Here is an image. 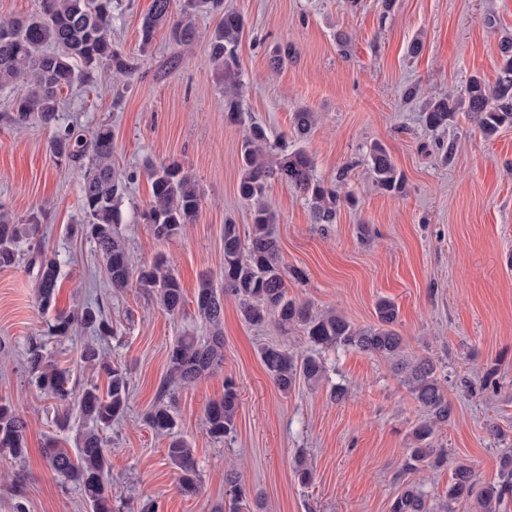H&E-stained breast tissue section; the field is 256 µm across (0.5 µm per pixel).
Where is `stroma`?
Returning a JSON list of instances; mask_svg holds the SVG:
<instances>
[{"label":"stroma","mask_w":512,"mask_h":512,"mask_svg":"<svg viewBox=\"0 0 512 512\" xmlns=\"http://www.w3.org/2000/svg\"><path fill=\"white\" fill-rule=\"evenodd\" d=\"M246 22L239 47V80L247 119L266 127L271 141L303 148L314 174L351 194L337 221L313 223L294 188L271 182L266 202L284 265L292 271L290 297L318 313L336 311L355 326L376 322L375 305L393 301L396 331L407 355L426 357L454 407V418L433 438L448 462L438 469H403L405 448L425 412L388 362L351 348H318L301 333L246 323L234 299L224 302V363L191 385L167 383L170 344L184 334L206 337L196 314L202 277L221 285L224 224L252 222L238 194L239 153L245 127L224 118V85L208 58V42L175 46L159 29L141 52L140 26L152 0H114L112 41L135 57L128 79L108 76L64 89L58 121L49 127L8 121L16 89L0 88V209L15 220L37 216L33 239H20V259L0 269V401L26 419L27 452L0 457V512H90L79 488L62 483L45 458L47 442L76 451L85 423L30 385L25 352L31 340L66 372L74 390L104 384L82 353L97 343L131 381L125 414L103 431L113 503L140 512H224V470L236 468L250 505L259 512H389L406 483L416 482L442 502L457 463L483 483L498 479L499 459L512 448V127L486 138L466 112L447 129L428 131L425 100L462 93L472 77L495 83L499 45L512 37V0H224ZM346 43H338V34ZM422 49L408 56L413 40ZM418 100L403 97L407 87ZM305 108L316 122L297 139L292 114ZM112 129V159L126 190L119 230L135 261L165 257L186 298L169 316L128 288L114 290L95 244L73 231L81 218V182L74 165L57 163L47 142L68 128ZM383 146L403 173L402 193L374 184L369 154ZM176 162L195 177L201 193L197 221L166 242L151 234L149 165ZM39 246L60 263L57 309L101 308L114 336L95 341L92 328L52 335L51 313L35 298V275L25 256ZM286 342L317 357L319 384L281 393L261 359L263 346ZM496 383L480 385L487 373ZM239 393L236 427L224 441L205 430L207 405L224 395L225 380ZM342 386L347 396L330 393ZM165 399L178 432L194 450L200 488L182 494L167 459L169 439L145 422ZM502 438H495L491 426ZM313 470L312 485L294 476L298 456Z\"/></svg>","instance_id":"obj_1"}]
</instances>
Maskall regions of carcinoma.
<instances>
[{"instance_id":"cac0c4a2","label":"carcinoma","mask_w":512,"mask_h":512,"mask_svg":"<svg viewBox=\"0 0 512 512\" xmlns=\"http://www.w3.org/2000/svg\"><path fill=\"white\" fill-rule=\"evenodd\" d=\"M174 4L175 0H152L140 28L142 47L151 45L161 26L168 28L175 44L187 45L197 36L198 13L220 15L219 24L208 34L210 63L224 78V117L234 124L243 122L242 94L236 79L238 48L245 28L243 17L225 7L224 0H183L177 11ZM500 52L504 63L495 84L488 85L474 77L462 96H443L427 102L424 121L428 129L447 127L460 110L470 113L487 137L495 136L505 125L512 126V38L501 42ZM135 68V59L112 42V0H40L39 13L0 23V88H25L13 102L11 120L16 123L49 126L57 120L64 89L89 80L99 71L127 75ZM293 123L296 136L304 138L312 130L315 117L309 110L300 109L293 113ZM49 148L61 162L76 164L89 157L88 164L79 167L82 223L75 225V232L95 243L112 287L125 289L133 285L167 314L183 312L184 292L174 273L160 259L149 265H133L119 234V205L125 183L112 163L111 128L101 125L88 137L70 129L54 136ZM273 149L277 150V159L272 165L267 153ZM239 167L238 193L252 209V224L245 235L235 224L224 225V288L220 290L211 279L204 278L195 300L197 315L210 327L211 335L202 340L195 336L176 339L168 352V377L190 385L224 363V298L230 296L238 302L243 320L250 325L272 323L285 333L299 328L314 346L354 348L386 359L426 413V419L413 430L414 446L406 449L405 470L442 466L447 458L430 446V439L436 428L451 422L454 409L433 362L427 358L413 361L405 354L403 338L393 329L398 320L395 303L380 300L376 305L377 324L358 328L337 312L315 314L308 304L288 298L280 246L270 230L274 216L265 204L268 180L275 176L301 192L316 224L336 223L340 205L336 190L316 178L313 161L304 150L290 151L286 145L272 147L267 129L256 122L245 127ZM370 168L380 190L388 194L402 192L404 177L385 148L377 145L372 149ZM148 176L152 202L144 219L154 238L166 242L181 235L186 225L196 219L201 195L193 175L178 164L153 166ZM34 221L33 216L30 223L18 224L11 215L0 212L1 268L16 264V244L22 236L36 232ZM29 266L37 268L38 307L43 311L54 308L56 259L38 250L30 257ZM76 323L93 327L100 337L114 334L112 322L102 311L89 306L68 314L56 312L52 331L65 337ZM83 358L107 377L106 392L91 385L83 389L77 401L78 413L95 428L80 435L77 454L56 446L45 449V454L58 477L78 485L91 512H112L107 457L98 429L110 427L112 420L127 410L130 379L125 367L92 345L85 348ZM261 361L276 387L285 394L300 380L315 384L324 375L317 358L300 359L281 345L263 348ZM26 370L32 384L70 410L69 380L36 341L29 343ZM238 408V393L234 384L227 381L224 397L206 409V431L212 440L219 442L234 431ZM147 423L156 433L170 437L167 458L179 470V490L188 495L197 493L194 450L177 435V420L169 406L157 403L148 413ZM25 426L18 408L0 403V454L14 458L25 454ZM499 472V481L480 483L470 466L458 463L441 512H455V505L462 502L473 505L476 512H499L506 492L512 491V452L500 457ZM224 486L230 512H241L243 496L238 473L224 471ZM390 512H431V506L420 485L409 484L393 499Z\"/></svg>"}]
</instances>
